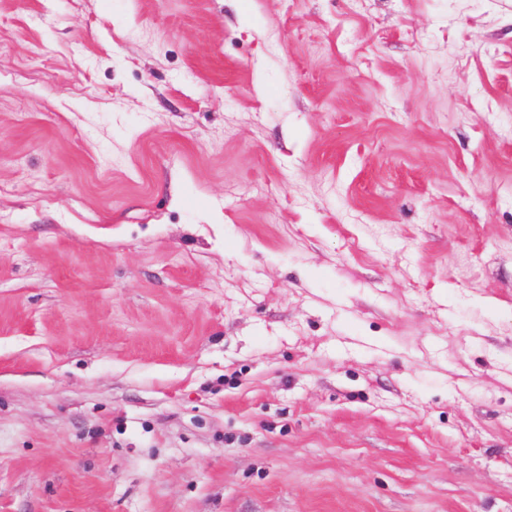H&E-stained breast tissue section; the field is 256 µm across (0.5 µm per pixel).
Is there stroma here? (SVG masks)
<instances>
[{"label": "stroma", "mask_w": 512, "mask_h": 512, "mask_svg": "<svg viewBox=\"0 0 512 512\" xmlns=\"http://www.w3.org/2000/svg\"><path fill=\"white\" fill-rule=\"evenodd\" d=\"M0 512H512V0H0Z\"/></svg>", "instance_id": "1"}]
</instances>
